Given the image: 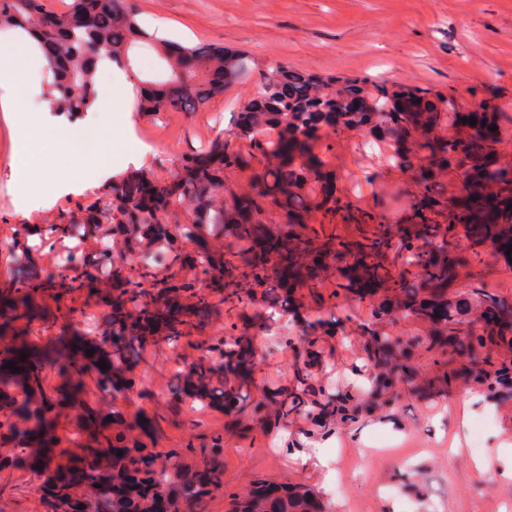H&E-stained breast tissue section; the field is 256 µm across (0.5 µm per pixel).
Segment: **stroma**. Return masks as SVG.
Segmentation results:
<instances>
[{"mask_svg": "<svg viewBox=\"0 0 512 512\" xmlns=\"http://www.w3.org/2000/svg\"><path fill=\"white\" fill-rule=\"evenodd\" d=\"M142 25L164 19L172 40L194 45L214 43L253 55L259 67L284 62L321 75L357 78L368 83L415 84L450 95L459 111L489 99L512 130V0H135ZM257 71L227 87L197 112L147 114L134 112L136 130L155 137L141 170L150 179H173L182 156L229 134L241 100L255 92ZM27 110L0 111V250L6 248L24 214L36 223L64 224L85 216L87 207L111 204L112 191L102 187L54 198L21 192L10 178L15 131L29 119L30 107L43 101L50 79L47 68L32 69ZM364 136L345 130L314 142L336 172V193L353 206L386 210L392 223L406 220V195L416 186L409 174L395 168L391 142L365 148ZM512 302V257H489L476 278L449 282L450 299L473 298L476 289ZM36 298L43 318L16 323L32 340L50 346L55 340L79 337L97 345V330L84 326L85 315L102 318L104 303L70 282H44ZM300 318L323 321V361L315 381L332 395H362L370 377L366 346L370 331L412 339L425 335L426 325L412 316L375 319L367 303L340 292L335 274H328L318 294L297 289ZM300 342L276 341L256 352L253 383L245 386L248 402L259 403L266 390L292 387ZM188 344L171 349L137 348L131 360L134 375L149 393L117 392L111 409L127 420H148L150 447L180 450L219 436L224 440L220 470L227 493L251 483L302 485L313 491L326 512H500L512 501V479L491 478L480 471L470 451L477 419H485L486 449L512 444V389L488 395L486 388L466 383L458 358L419 344L412 362L426 376L422 386L401 382L381 406L367 408L350 423L324 431L311 415L299 411L288 419L238 418L203 405L194 417L176 409L172 353H189ZM279 447H270V439ZM323 452L328 467L309 457ZM361 471L363 479L343 491L324 481ZM11 481L0 483L5 512H42L34 494L47 473L20 457ZM392 495H381V487Z\"/></svg>", "mask_w": 512, "mask_h": 512, "instance_id": "35a3bbf8", "label": "stroma"}]
</instances>
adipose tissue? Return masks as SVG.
<instances>
[{
    "label": "adipose tissue",
    "mask_w": 512,
    "mask_h": 512,
    "mask_svg": "<svg viewBox=\"0 0 512 512\" xmlns=\"http://www.w3.org/2000/svg\"><path fill=\"white\" fill-rule=\"evenodd\" d=\"M39 49H32L30 58L13 59L10 68H0V109L10 112L26 95L24 74L29 59H42ZM133 84L124 76L109 80L107 93L91 107V120L80 127L49 118L47 105L37 106L36 115L16 135L10 161L11 177L15 183L29 188L50 184L56 195H68L93 187L107 180L114 170L128 164H141L146 152L119 153L103 141L112 130L129 131L132 126L130 102ZM62 150L66 163L81 171L85 183L47 181L41 163L42 153L49 147Z\"/></svg>",
    "instance_id": "adipose-tissue-1"
}]
</instances>
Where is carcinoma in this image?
Returning a JSON list of instances; mask_svg holds the SVG:
<instances>
[{"label":"carcinoma","instance_id":"carcinoma-1","mask_svg":"<svg viewBox=\"0 0 512 512\" xmlns=\"http://www.w3.org/2000/svg\"><path fill=\"white\" fill-rule=\"evenodd\" d=\"M15 29L28 33L39 45L51 43L54 54L48 58L52 80L45 98L58 112L83 113L98 98L96 74L102 62L114 63L133 71L130 53L137 47L156 50L164 62V79L152 92L141 91L138 108L144 112H194L224 89L247 77L252 59L226 51L221 46L199 43L192 46L171 43L138 21L132 0H72L68 12L47 8L46 0H0V30ZM371 94L358 79L340 80L319 76L277 62L261 74L257 92L239 106L231 136L245 141L250 152L234 150L230 139L222 136L203 151L180 160L179 173L171 182L152 181L143 174H131L112 183V204L94 208L78 222L86 238L107 241L121 238L127 254L115 262L109 253L93 257L71 253L57 268L46 273L49 280L70 278L91 286L102 266L110 264V273L125 280L126 287L112 297V314L105 317L108 336H128V347L112 349V373L97 379L101 393L114 389L148 394L143 382L128 375L129 351L135 346L164 342L179 346L191 335L196 322L209 308L202 292L203 282L213 273L224 276L225 300L239 308L252 303L251 288H269L270 305L288 306L297 316L291 279L306 273L304 286L315 292L321 287L324 270L320 256L333 253L345 262L340 270L339 286L361 293L367 280L386 282L387 295L373 303L374 317L401 312L432 325L430 346L439 353L450 352L468 361L479 351L512 346V303L486 293L476 292L478 314L469 307L448 299V282L461 274L471 276L484 257L449 255L458 247L452 238L454 228L467 227L473 243L491 255L512 244V165L500 162L502 142L489 127L501 126L502 114L488 101L477 104L475 112H459L456 102L413 86H374ZM350 97L358 106L343 103ZM476 118V125L466 119ZM458 127L451 137L442 135L448 124ZM357 129L379 139L393 142V160L411 173L417 191L408 196L409 223L389 227L384 212L354 207L336 196V173L326 159L313 152L315 138L340 130ZM235 167L253 171L250 190L224 194V169ZM453 167L459 173L461 188L448 197L435 186L434 173ZM185 212L189 221L169 232L165 217ZM321 215V223L334 224L340 218L360 227V237L345 241L334 235L303 234L312 213ZM246 233L254 248L240 254L227 247L224 251L201 249L186 255L174 248L175 241L194 242L204 235L222 236L232 241ZM31 228L22 224L15 230L10 245L19 267L13 287L0 291V302L15 319H31L36 302L32 282L36 264L27 243ZM158 250L165 252L169 273L160 276L149 264L134 260ZM190 265L192 280L173 271L174 266ZM196 295L195 320L179 313L174 301L180 293ZM149 300L142 324L126 323L123 309ZM325 324L309 325L306 359L297 363L293 389L273 393L276 417L288 418L307 409L321 421H352L358 408L347 399L335 400L312 382V368L321 357L319 336ZM254 334L250 327L234 322L221 336H209L195 342L200 355L181 370L192 387L177 383V396L194 397L207 405L223 402L245 416L260 406L249 408L241 392L251 377ZM9 347L0 358V470L9 468L25 445L37 442L41 450L33 458V467L52 466L48 430L53 410L61 404L83 407L71 433V442L82 452L57 482L46 488L43 507L63 512L67 486L77 477L85 479L93 494L109 497L110 475L126 480L127 493L121 512H149L153 494L176 488L179 494L169 500V512H203L207 497L224 493L219 461L224 444L218 437L200 448L201 464L173 476L168 472L172 457L154 458L140 447L143 435L126 428L106 436L111 444L129 448L112 459L108 469L98 464L97 449L85 447L86 429L103 414L101 406L86 403L87 384L73 373L71 362L78 352L77 341L42 351L25 338L8 336ZM28 358L21 359V353ZM402 345L391 336H371L367 360L375 372L374 394L384 398L391 380L414 374V368L402 357ZM15 363L13 373L6 364ZM54 364L58 374L68 379L67 388L46 393L40 381L41 365ZM473 379L490 392L500 385H512V367L484 362ZM222 384L223 395L210 389V383ZM28 394L24 402H14L17 389ZM229 512H319L314 497L301 486L270 490L262 485L239 496H228Z\"/></svg>","mask_w":512,"mask_h":512}]
</instances>
